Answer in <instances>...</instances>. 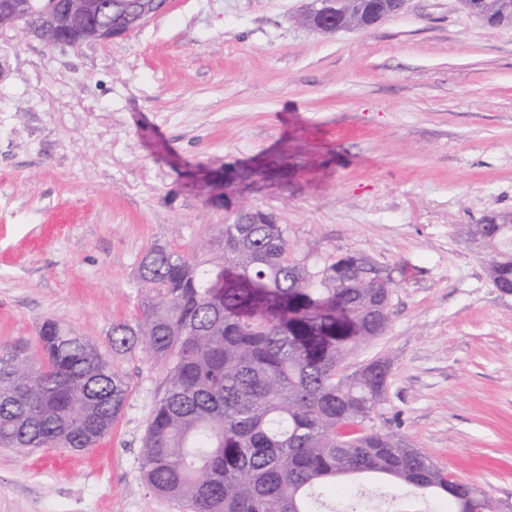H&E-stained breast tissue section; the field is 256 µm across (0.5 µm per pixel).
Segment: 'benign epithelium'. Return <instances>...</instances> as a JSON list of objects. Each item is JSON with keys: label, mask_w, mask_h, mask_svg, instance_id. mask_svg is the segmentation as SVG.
Returning <instances> with one entry per match:
<instances>
[{"label": "benign epithelium", "mask_w": 512, "mask_h": 512, "mask_svg": "<svg viewBox=\"0 0 512 512\" xmlns=\"http://www.w3.org/2000/svg\"><path fill=\"white\" fill-rule=\"evenodd\" d=\"M343 0H322V8L311 11L305 22L314 29L336 33L347 30L337 20L336 5ZM155 16L145 0H0V30L7 32L27 19L34 33H41L45 19L53 22L58 45L73 46L94 39L107 42L127 35Z\"/></svg>", "instance_id": "7a95c632"}]
</instances>
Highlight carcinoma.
Masks as SVG:
<instances>
[{"label": "carcinoma", "instance_id": "cac0c4a2", "mask_svg": "<svg viewBox=\"0 0 512 512\" xmlns=\"http://www.w3.org/2000/svg\"><path fill=\"white\" fill-rule=\"evenodd\" d=\"M469 11L512 23V0H471ZM353 0L344 24L378 18ZM490 278L512 292V225L471 224ZM142 317L112 325L114 354L144 344L166 369L141 452L147 487L182 512H512L453 478L379 416L390 362L336 375L358 346L382 335L377 312L392 274L362 256L320 263L290 249L281 224H219L200 254L154 247L139 265ZM25 355L0 344V447H95L129 396L126 375L53 320Z\"/></svg>", "mask_w": 512, "mask_h": 512}]
</instances>
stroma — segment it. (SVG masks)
Here are the masks:
<instances>
[{
  "label": "stroma",
  "mask_w": 512,
  "mask_h": 512,
  "mask_svg": "<svg viewBox=\"0 0 512 512\" xmlns=\"http://www.w3.org/2000/svg\"><path fill=\"white\" fill-rule=\"evenodd\" d=\"M309 0H170L108 42L0 36V342L53 319L108 351L135 321L150 248L188 254L214 225L283 224L294 253L392 273L384 420L454 478L512 504V294L462 228L512 214V25L460 0L336 34ZM288 164L209 193L199 170ZM126 409L94 448H0V512H180L140 451L166 371L115 357Z\"/></svg>",
  "instance_id": "obj_1"
}]
</instances>
